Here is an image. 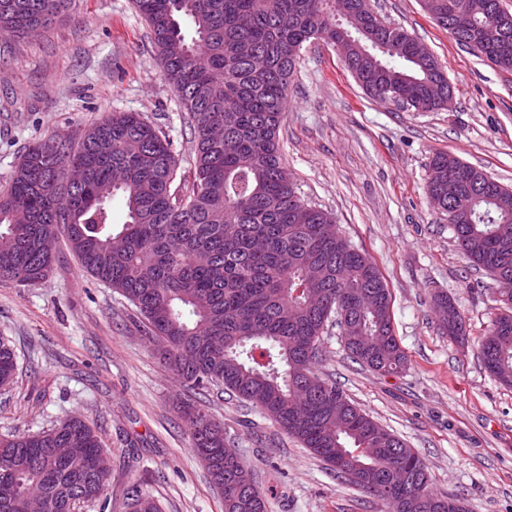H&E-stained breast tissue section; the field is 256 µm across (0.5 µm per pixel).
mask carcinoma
I'll list each match as a JSON object with an SVG mask.
<instances>
[{
	"instance_id": "carcinoma-1",
	"label": "carcinoma",
	"mask_w": 512,
	"mask_h": 512,
	"mask_svg": "<svg viewBox=\"0 0 512 512\" xmlns=\"http://www.w3.org/2000/svg\"><path fill=\"white\" fill-rule=\"evenodd\" d=\"M331 0H135L165 77L193 124L192 192H171L177 159L170 139L134 112H113L93 137L30 145L0 192V279L34 287L52 269L41 252L65 236L82 269L118 291L140 314L145 338L161 361L193 390L222 389L260 412L323 460L336 478L393 509L423 481L434 506L414 512H466L439 495L421 456L358 409L323 374L324 336L338 328L347 354L362 367L398 374L407 356L395 334L391 294L376 264L338 231L334 217L306 204L285 171L279 129L296 59L311 40L352 38L348 69L371 96H392L415 111L445 109L448 78L406 29L378 16L366 0H344L338 20ZM71 0H0V37L47 30ZM454 5L469 12L483 40L473 50L512 70V20L489 23L500 0H423L450 29ZM73 162L87 166L79 187L63 179ZM459 193L451 202L456 245L494 283L512 281V189L453 158ZM430 168L427 193L448 184V155ZM121 195L127 219L117 230L109 206ZM453 299L439 329L465 324ZM478 343L495 379L512 385V305ZM16 354L0 338V386L13 382ZM192 446L209 453L224 512H268L251 469L215 435L206 406H189ZM105 452L79 416L32 434L0 437V512H25L37 494L42 512H72L75 503L106 498L108 476L95 465ZM390 497H385V493ZM138 512H159L148 493L129 491ZM456 508L448 510V500Z\"/></svg>"
}]
</instances>
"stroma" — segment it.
Segmentation results:
<instances>
[{
  "label": "stroma",
  "instance_id": "1",
  "mask_svg": "<svg viewBox=\"0 0 512 512\" xmlns=\"http://www.w3.org/2000/svg\"><path fill=\"white\" fill-rule=\"evenodd\" d=\"M438 60L454 88L450 109L416 112L358 86L334 45L304 44L288 90L280 145L304 201L376 263L392 295L406 369L381 376L351 362L330 337L321 370L350 400L425 460L434 492L469 512H512V387L482 366L477 342L497 312L485 272L457 249L426 194L432 158L450 153L512 186V71L458 45L421 0H370ZM113 112H137L173 143L174 182L194 181L188 114L166 80L134 0H73L52 27L0 39V189L26 148L76 137ZM451 295L469 324L467 348L441 334L431 297ZM0 337L17 358L0 388V436L82 417L111 458L112 512H130L140 485L160 512H224L191 448L179 405L200 398L254 472L269 512H380L293 437L228 394L201 395L157 358L135 307L58 248L34 287L0 279Z\"/></svg>",
  "mask_w": 512,
  "mask_h": 512
}]
</instances>
